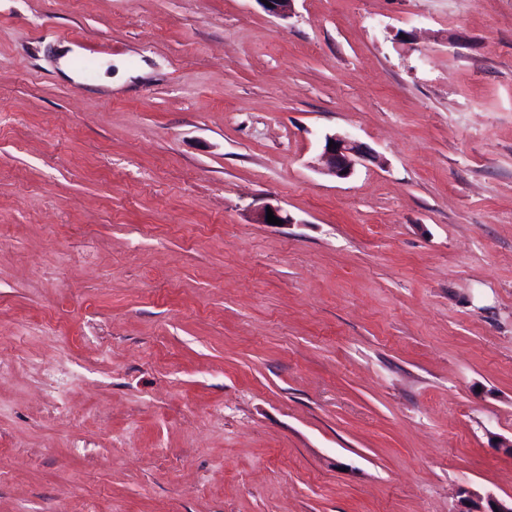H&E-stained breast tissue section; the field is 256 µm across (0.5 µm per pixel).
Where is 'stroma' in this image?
I'll return each instance as SVG.
<instances>
[{
    "instance_id": "stroma-1",
    "label": "stroma",
    "mask_w": 512,
    "mask_h": 512,
    "mask_svg": "<svg viewBox=\"0 0 512 512\" xmlns=\"http://www.w3.org/2000/svg\"><path fill=\"white\" fill-rule=\"evenodd\" d=\"M502 437L512 0H0V512H458ZM333 140L332 147H329ZM363 144L349 137L331 135L326 137L321 159L328 174L340 179L348 178L357 161L365 157Z\"/></svg>"
}]
</instances>
